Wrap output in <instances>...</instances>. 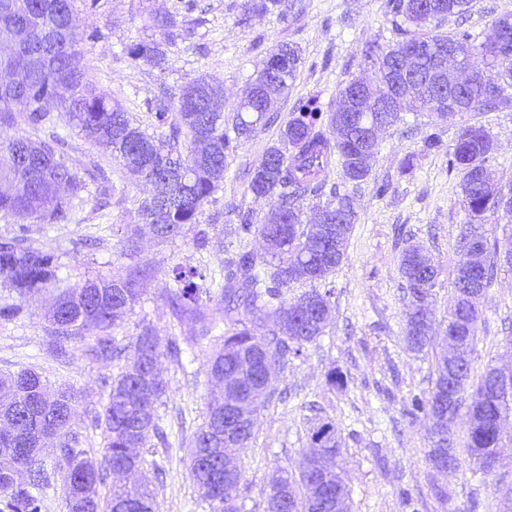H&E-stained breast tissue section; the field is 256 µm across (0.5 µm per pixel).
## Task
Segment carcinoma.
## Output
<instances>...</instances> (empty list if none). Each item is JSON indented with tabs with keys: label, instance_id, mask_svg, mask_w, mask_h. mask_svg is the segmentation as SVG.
Masks as SVG:
<instances>
[{
	"label": "carcinoma",
	"instance_id": "cac0c4a2",
	"mask_svg": "<svg viewBox=\"0 0 512 512\" xmlns=\"http://www.w3.org/2000/svg\"><path fill=\"white\" fill-rule=\"evenodd\" d=\"M96 9L100 0H0V30L18 23L29 28L24 47L0 56V70L24 73V83L12 95L0 96V128H11L22 118L36 137L21 136L0 143L7 162L0 166V215L20 222L19 233L0 239V277L20 299L41 293H55L49 321L52 336L49 349L57 354L67 344L88 348L100 361L118 354L112 329L132 310L142 295L140 285L153 277L151 268L135 264L107 275L86 279L68 288L56 287L59 265L55 256L26 245L23 222L51 224L65 218L70 196L85 188L68 155L69 144L50 133L42 139L37 133L52 124L44 106L60 104L71 124L94 146L115 159L130 176L152 186L150 197L139 205L142 223L135 224L121 241V254L132 259L144 234L167 242L193 232L197 249L209 243L205 230L198 228L203 206L224 182V160L252 139L260 129L273 125L278 115L274 102L288 96L301 63L298 50L288 43L275 46L269 56L284 52L283 71L268 84H250L231 120L224 117V92L219 84L194 79L184 85L177 97L163 90L148 109L157 122L168 125L169 133H149L132 121L129 113L112 96L101 92L81 69L71 65L84 51L87 41L102 38L98 31L87 36L66 31L65 16L74 12L75 3ZM433 14L421 13L415 0H385L386 11L401 40L383 47L370 44L366 60L373 76L385 86L382 96L402 92L424 96L425 75L432 68L426 58L416 74L397 83L391 81V63L416 45L446 42L457 47L464 59L480 56L485 67L473 69L463 106L456 112L426 111L431 121L445 123L464 112H496L512 106V49L504 51L490 40L479 39L468 30L451 35L438 31V24L449 16L467 12L470 0H430ZM155 25L169 31L171 42L182 36V25L171 14L153 17ZM133 59L159 70L167 63L166 51L151 42H140L130 49ZM498 78L499 91L486 89V78ZM177 112L169 121L170 111ZM336 113L321 112L317 102L307 100L282 126L274 143L255 164L248 191L274 200L276 223L256 224L233 200L225 214L235 215L236 242L229 243L220 274L201 265L177 264L164 285L166 298L178 321L190 319L199 324L195 340L181 346L175 336L166 341L144 327L134 337L133 357L112 379L104 412L95 416L101 430V462L81 447L71 428L75 394L61 391L48 394L47 381L31 368L0 373V512H44L45 490L50 487L43 443L56 440L54 474L64 487L66 512H154V494L146 484L112 487L100 496L108 472L141 469L144 459L135 449L151 441L167 444V434L156 406L165 395L166 381L158 372L160 357L179 363L182 357L198 359L195 341L219 336L221 345L206 360L210 378L221 387L207 401L204 421L195 432L189 454V469L199 497L210 512H242L239 489L245 481V467L237 461L224 465V429L214 427V419L224 416V407L248 405L258 412L270 404L264 374L280 368L290 359L302 357L304 350L324 335L332 320L333 291L318 288L342 263L355 221L350 187L365 181L370 165H360L358 130L352 125L346 139L329 137ZM206 136L209 154L198 156L196 142ZM494 143L478 123L459 126L457 139L448 152V170L461 174L463 203L471 218L464 225L457 244L458 263L448 300V334L460 344L454 358L441 355L435 363L432 388L410 398L407 414L423 412L431 416L433 432L426 459L432 465L438 453L454 448L448 429L438 425L442 410L435 401L434 388L449 377L451 361L461 372L458 396L448 403V413L465 410L468 417L464 447L470 462L487 471L488 458L502 441L501 421L512 415V390L500 391L490 380L487 366L476 382L472 360L476 351L482 311L480 305L463 295L462 280L471 269L483 271L486 285L492 286L498 270L496 242L485 229V216L496 213L498 198L494 186L478 178L488 165ZM342 170L343 182L331 181L335 166ZM329 193L325 206L327 219L348 217L340 241L308 248V229L303 224V200ZM258 237L263 252L247 248V241ZM431 263L418 245L403 249L400 259L401 290L408 300L404 334L410 350L422 351L431 341L434 312L431 303L436 280L423 279L420 272ZM311 288L293 292L294 284ZM219 299L224 305L223 326L205 314L208 302ZM264 312L267 329L257 333L249 325V315ZM342 441L331 421L313 427L309 446L304 449L298 474L276 471L265 488L266 512H352V502L337 458Z\"/></svg>",
	"mask_w": 512,
	"mask_h": 512
}]
</instances>
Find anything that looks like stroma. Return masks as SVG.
<instances>
[{
  "label": "stroma",
  "instance_id": "stroma-1",
  "mask_svg": "<svg viewBox=\"0 0 512 512\" xmlns=\"http://www.w3.org/2000/svg\"><path fill=\"white\" fill-rule=\"evenodd\" d=\"M243 2L197 0L196 10L189 14L184 11L185 0H103L95 11L77 7L78 32L102 34L98 41L85 44L78 65L152 132L157 122L146 102L161 89L176 93L188 81L206 78L223 87L224 113L232 115L259 62L275 44L287 42L298 47L302 64L287 99L278 107L279 123H284L297 102L311 95L319 97L324 110L335 109L346 83L371 74L364 59L367 44L385 45L395 39L384 0H297L289 25L274 11L243 19ZM506 11H512V0H472L467 14L448 18L441 30L448 34L466 29L479 36ZM165 12L185 15L186 32L173 45L150 19L151 14ZM142 41L166 48L165 70L129 56V47ZM54 119L87 188L72 199L67 220L27 224L25 236L28 246L56 256L62 284L68 287L128 265V258L120 254V242L127 227L139 223L138 207L148 197L150 186L131 178L109 154L85 141L67 113H55ZM463 119L484 125L492 137L493 179L512 181V108L480 116L467 113ZM431 131L438 132L442 141L439 150L423 146L425 134ZM455 132V124L434 128L425 113L415 111L405 112L402 122L381 130L370 175L353 197L356 220L345 258L330 277L335 290L332 322L304 359L275 371L272 387L285 399L260 410L250 447L237 451L246 467L241 488L244 512H265L269 477L279 468L298 471L311 427L327 418L335 421L342 438L337 463L354 512H406L402 501L406 492L417 500L420 512H452L470 506L476 512H500L499 490L512 485V420L503 426L499 464L492 473L474 470L462 450L457 454L458 468L441 474L426 462L430 417L422 414L414 420L403 414L411 394L430 388L435 358L447 342L443 317L455 278L461 226L469 220L462 202L461 175L448 169ZM277 134V126L260 130L226 159L224 182L199 217L209 227L208 251L198 252L189 236L164 243L140 238L138 259L152 268L154 276L145 283L139 303L113 330L122 349L120 358L96 361L79 345L70 346L60 357L48 353L49 297L22 301L0 284V306H23L18 319L0 320V372L32 368L46 377L50 390L72 389L77 395L72 427L96 455L104 453L100 433L92 425L95 413L107 401L102 380L117 375L130 359L133 336L145 326L161 337L184 339L194 334L193 322H177L163 297L168 272L178 263L222 266L230 240L224 217L227 201L242 205L258 223L271 211L272 199L251 194L248 183L255 164ZM382 184L388 187L383 194L377 191ZM82 237L91 239V247L75 249V240ZM410 244L421 246L438 270L432 342L420 353L406 350L402 341L407 307L399 293V264L403 249ZM481 310L473 361L478 373L488 365L512 361V350L504 343L512 333V267H499ZM158 368L167 383L158 412L166 424L168 443L152 442L142 450L147 460L144 475L156 495V512H209L196 491L188 457L213 385L199 361L181 367L164 356ZM334 370L346 375L345 389L329 385L328 374ZM438 484L453 489L452 503L435 497Z\"/></svg>",
  "mask_w": 512,
  "mask_h": 512
}]
</instances>
